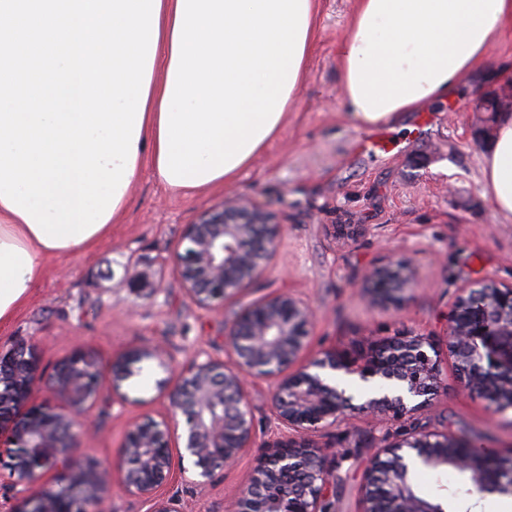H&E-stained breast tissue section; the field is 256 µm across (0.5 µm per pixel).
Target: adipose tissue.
I'll return each instance as SVG.
<instances>
[{"label":"adipose tissue","instance_id":"adipose-tissue-1","mask_svg":"<svg viewBox=\"0 0 512 512\" xmlns=\"http://www.w3.org/2000/svg\"><path fill=\"white\" fill-rule=\"evenodd\" d=\"M317 0H161L159 37L136 169L190 196L233 182L281 132L314 46ZM512 0H357L336 48L344 106L356 128L399 124L478 74ZM481 174L497 214L512 220V110L499 113ZM51 247L0 202V330L25 307L47 259L83 253L122 223Z\"/></svg>","mask_w":512,"mask_h":512}]
</instances>
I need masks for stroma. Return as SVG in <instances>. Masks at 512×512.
I'll use <instances>...</instances> for the list:
<instances>
[{
  "label": "stroma",
  "mask_w": 512,
  "mask_h": 512,
  "mask_svg": "<svg viewBox=\"0 0 512 512\" xmlns=\"http://www.w3.org/2000/svg\"><path fill=\"white\" fill-rule=\"evenodd\" d=\"M355 9L356 0H318L297 106L232 185L186 198L142 170L124 222L90 251L48 259L30 302L0 333L2 349L33 345L47 376L80 348L107 365L133 347H166L171 370L140 362L121 386L125 406L108 399L93 406L92 434L73 453L72 471L111 464L132 419L168 413L159 384L169 371H181L197 350L225 358V334L238 308L283 291L315 312L308 355L333 349L355 358L406 332L427 337L440 353L442 387L431 407L399 421L356 414L349 424L316 433V442L334 450L323 491L330 512H359L373 450L413 429L512 454V413L491 415L464 391L446 346L460 288L486 279L512 283V221L497 215L481 178L495 123L492 113L470 108L482 95L512 98V79L495 75L512 60V25L495 35L485 77L462 80L447 101L408 113L396 126L358 129L345 113L336 58ZM227 198L275 212L283 233L261 276L223 308L203 311L185 295L173 259L186 225ZM397 265L412 273L404 301H364L366 273ZM269 396V382H258L251 395L254 445L233 468L204 485L189 470L165 488L179 512H229L235 488L277 438Z\"/></svg>",
  "instance_id": "stroma-1"
}]
</instances>
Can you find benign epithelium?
Returning a JSON list of instances; mask_svg holds the SVG:
<instances>
[{"label": "benign epithelium", "mask_w": 512, "mask_h": 512, "mask_svg": "<svg viewBox=\"0 0 512 512\" xmlns=\"http://www.w3.org/2000/svg\"><path fill=\"white\" fill-rule=\"evenodd\" d=\"M281 236L273 212L242 200L224 202L186 225L175 255L186 296L212 310L239 294L261 275ZM372 296L404 301L410 277L399 266L370 274ZM311 307L290 292L243 305L225 336L228 360L205 351L169 387L170 414L131 423L112 465L30 497L18 490L7 512H95L92 506L112 490V473L131 496L151 503L150 512H179L160 491L175 479L172 446H180L210 483L253 447L250 383H271L270 411L280 440L252 469L232 496L231 512H328L323 490L330 477L329 449L312 435L343 423L345 411L402 418L429 404L440 388L439 354L424 336L381 341L359 363L334 351L305 359ZM447 347L461 383L491 412L512 409V284L484 280L459 290L448 324ZM161 345L134 349L112 359L104 371L99 359L77 350L52 375L53 392L38 397L43 382L34 347L0 350V446L11 448L14 484L26 485L46 471L65 466L87 431L88 412L103 393L119 395L132 365L156 359L165 365ZM356 374L378 381L353 404L327 372ZM419 469L466 475L472 494L512 496V462L473 448L446 433L401 434L374 451L362 487L360 512H447L448 497L426 499L417 492Z\"/></svg>", "instance_id": "obj_1"}]
</instances>
